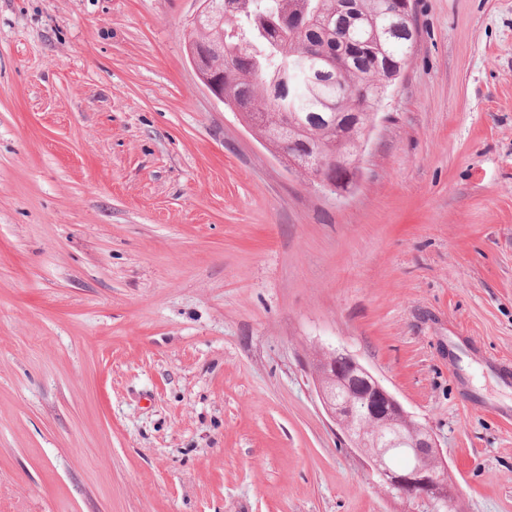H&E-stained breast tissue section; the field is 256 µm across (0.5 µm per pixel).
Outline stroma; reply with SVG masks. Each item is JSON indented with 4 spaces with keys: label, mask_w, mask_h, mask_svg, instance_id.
I'll return each instance as SVG.
<instances>
[{
    "label": "stroma",
    "mask_w": 512,
    "mask_h": 512,
    "mask_svg": "<svg viewBox=\"0 0 512 512\" xmlns=\"http://www.w3.org/2000/svg\"><path fill=\"white\" fill-rule=\"evenodd\" d=\"M198 0H0V512H409L338 347L512 512V0H412L346 196L200 81ZM261 143L289 172H299L303 175L307 173L305 164L301 161L306 156L294 152L281 131H273L269 137L262 139Z\"/></svg>",
    "instance_id": "obj_1"
}]
</instances>
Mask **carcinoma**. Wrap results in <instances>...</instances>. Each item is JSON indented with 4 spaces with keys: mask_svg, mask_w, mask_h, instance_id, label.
Wrapping results in <instances>:
<instances>
[{
    "mask_svg": "<svg viewBox=\"0 0 512 512\" xmlns=\"http://www.w3.org/2000/svg\"><path fill=\"white\" fill-rule=\"evenodd\" d=\"M242 2L244 10L222 23L201 16L190 41L203 51L213 48L212 64L222 73L226 59L245 51L231 75L224 77V93L248 103L242 112L247 125L262 137L263 126L253 122L255 112L269 113L288 126L290 134L293 124L303 122L309 125V136L295 143V149L310 143L323 155L334 148L350 159L355 157L356 139L362 137L369 113L379 111L385 93L381 58L407 60L412 52L402 31L381 13V0H359L358 17H338L329 28L324 21L336 10V0H306L317 14V23L304 31H262L255 25V16L275 11L279 0ZM375 28L381 34L382 52L369 38ZM335 52L342 59L338 78L324 74V62L319 59ZM336 112L358 114L354 138H338L323 123Z\"/></svg>",
    "mask_w": 512,
    "mask_h": 512,
    "instance_id": "obj_1",
    "label": "carcinoma"
}]
</instances>
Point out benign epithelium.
<instances>
[{
  "label": "benign epithelium",
  "mask_w": 512,
  "mask_h": 512,
  "mask_svg": "<svg viewBox=\"0 0 512 512\" xmlns=\"http://www.w3.org/2000/svg\"><path fill=\"white\" fill-rule=\"evenodd\" d=\"M382 10L392 19L403 20L412 11L411 0H390L382 5ZM189 54L201 82L232 111L242 112L243 106L239 100L224 96V84L217 82L212 75L209 59L193 48ZM262 145L288 171L306 174L303 155L291 149L282 132H272L269 137L262 139ZM335 167L347 168L350 184H355L359 175L358 161L348 163L341 156L330 159L320 167L315 175L309 177V182L343 196L349 189L340 187V183L328 175V170ZM319 359V367L313 369L319 400L327 415L342 428L353 447L359 449L367 459L381 486L411 503L412 512H460L448 483L447 461L432 431L422 424L409 436L398 431L401 426L415 424L414 416L350 353L336 348H323ZM335 386L346 392V399L340 405L335 402ZM361 411L368 416V422L360 429L359 437L355 438L352 431L347 429L346 422ZM395 447L406 448L407 453L417 461L433 458L437 467L426 468L415 464L407 469H395L388 462L391 449Z\"/></svg>",
  "instance_id": "1"
}]
</instances>
